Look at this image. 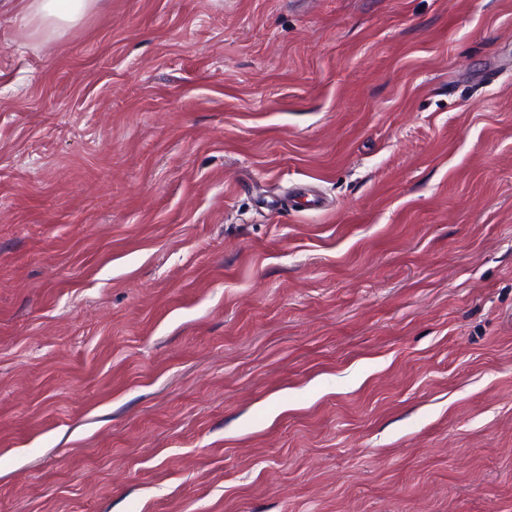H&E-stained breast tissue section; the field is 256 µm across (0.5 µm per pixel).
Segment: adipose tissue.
Segmentation results:
<instances>
[{
    "label": "adipose tissue",
    "mask_w": 512,
    "mask_h": 512,
    "mask_svg": "<svg viewBox=\"0 0 512 512\" xmlns=\"http://www.w3.org/2000/svg\"><path fill=\"white\" fill-rule=\"evenodd\" d=\"M23 26L31 34L46 38L63 37L88 15L98 0H10Z\"/></svg>",
    "instance_id": "obj_1"
}]
</instances>
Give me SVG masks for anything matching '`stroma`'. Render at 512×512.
<instances>
[{
	"label": "stroma",
	"instance_id": "obj_1",
	"mask_svg": "<svg viewBox=\"0 0 512 512\" xmlns=\"http://www.w3.org/2000/svg\"><path fill=\"white\" fill-rule=\"evenodd\" d=\"M0 512H512V0L0 7ZM16 6L23 26L31 34L58 39L88 15L99 0H7Z\"/></svg>",
	"mask_w": 512,
	"mask_h": 512
}]
</instances>
